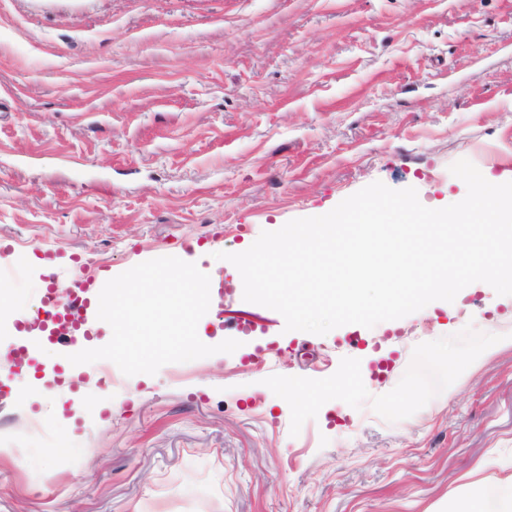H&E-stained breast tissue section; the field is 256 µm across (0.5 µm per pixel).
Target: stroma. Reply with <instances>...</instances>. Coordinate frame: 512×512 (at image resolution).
Here are the masks:
<instances>
[{"label":"stroma","instance_id":"obj_1","mask_svg":"<svg viewBox=\"0 0 512 512\" xmlns=\"http://www.w3.org/2000/svg\"><path fill=\"white\" fill-rule=\"evenodd\" d=\"M460 159L512 181V0H0V356L47 250L198 259V336L240 343L67 393L0 371V512H449L511 474L512 296L288 332L221 258L376 181L459 202Z\"/></svg>","mask_w":512,"mask_h":512}]
</instances>
